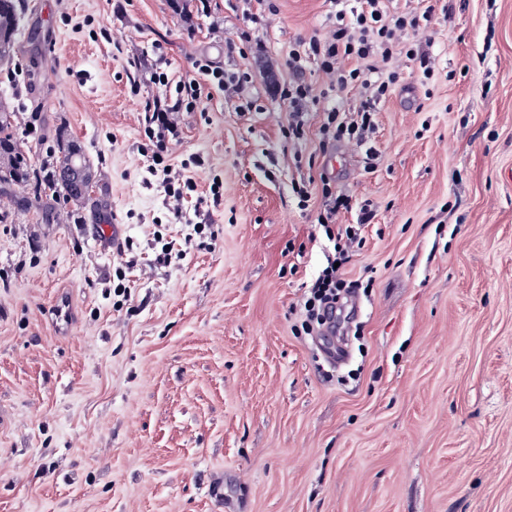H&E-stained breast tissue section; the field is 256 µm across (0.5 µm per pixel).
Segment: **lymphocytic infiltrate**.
I'll use <instances>...</instances> for the list:
<instances>
[{
	"mask_svg": "<svg viewBox=\"0 0 512 512\" xmlns=\"http://www.w3.org/2000/svg\"><path fill=\"white\" fill-rule=\"evenodd\" d=\"M414 17L389 11L385 0H358L357 6L336 12V32L329 41L310 40L301 51L289 54L288 65L294 74L283 95L288 100V137L293 142L306 136L305 111L313 101L311 86L301 78L307 60H317L321 68L333 76L336 88L359 87L363 98L352 110L334 107L328 109L320 127V147L352 141L365 149V160L374 163L377 151L368 146L366 135L376 126L375 116L380 102L397 82L395 73H383L381 66L389 62L399 45L398 34L418 27ZM197 74L178 81L176 97H154L144 115L143 147L148 156L145 184L159 188L164 205L174 223L188 226L185 245H192L195 234L201 233L200 210H188L184 205L185 192L195 190V178L189 163L174 164L173 154L179 143V130L174 116L179 112L194 111L209 89H224L227 85L243 87L246 76L227 73L223 66L207 58L194 60ZM323 211L318 223L333 252L326 266L313 279L303 302L301 328L306 335L318 336L323 330L339 331L351 324L352 314L346 313L342 301L360 288L359 281L347 279L345 269L354 256V246L360 241L361 225L372 223L375 212L370 204H362L358 224L335 225L333 217L340 211L354 207L351 196L337 191L334 180L320 174Z\"/></svg>",
	"mask_w": 512,
	"mask_h": 512,
	"instance_id": "lymphocytic-infiltrate-1",
	"label": "lymphocytic infiltrate"
}]
</instances>
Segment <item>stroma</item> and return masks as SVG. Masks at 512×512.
Wrapping results in <instances>:
<instances>
[{
  "mask_svg": "<svg viewBox=\"0 0 512 512\" xmlns=\"http://www.w3.org/2000/svg\"><path fill=\"white\" fill-rule=\"evenodd\" d=\"M31 2L0 95L33 164L75 144L96 188L0 193V512H512V0H433L426 21L397 2L434 73L384 64L373 168L336 146L337 189L377 213L346 269L372 286L341 365L340 339L299 329L333 245L291 185L326 165L306 162L325 109L361 94L308 61L322 97L296 145L279 93L331 0ZM199 56L251 80L176 116L196 196L223 183L187 249L140 148L146 102Z\"/></svg>",
  "mask_w": 512,
  "mask_h": 512,
  "instance_id": "stroma-1",
  "label": "stroma"
}]
</instances>
